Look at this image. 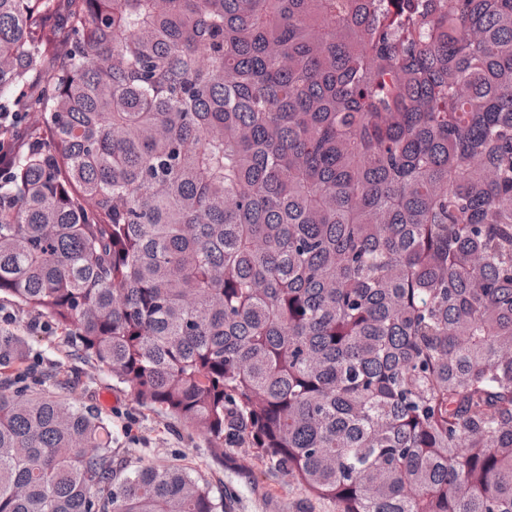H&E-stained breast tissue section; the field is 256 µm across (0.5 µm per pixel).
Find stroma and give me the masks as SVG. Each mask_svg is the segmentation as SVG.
<instances>
[{
  "label": "stroma",
  "mask_w": 512,
  "mask_h": 512,
  "mask_svg": "<svg viewBox=\"0 0 512 512\" xmlns=\"http://www.w3.org/2000/svg\"><path fill=\"white\" fill-rule=\"evenodd\" d=\"M0 329L20 338L23 384L95 407L112 430V450L129 466L178 460L192 476L223 496L225 512H337L247 444L211 447L180 420L139 404L111 372L75 355L63 333L45 316L0 296Z\"/></svg>",
  "instance_id": "obj_1"
}]
</instances>
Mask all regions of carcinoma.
<instances>
[{
    "label": "carcinoma",
    "mask_w": 512,
    "mask_h": 512,
    "mask_svg": "<svg viewBox=\"0 0 512 512\" xmlns=\"http://www.w3.org/2000/svg\"><path fill=\"white\" fill-rule=\"evenodd\" d=\"M0 139V294L139 403L339 512H512V0H0ZM0 512L224 498L7 384Z\"/></svg>",
    "instance_id": "cac0c4a2"
}]
</instances>
